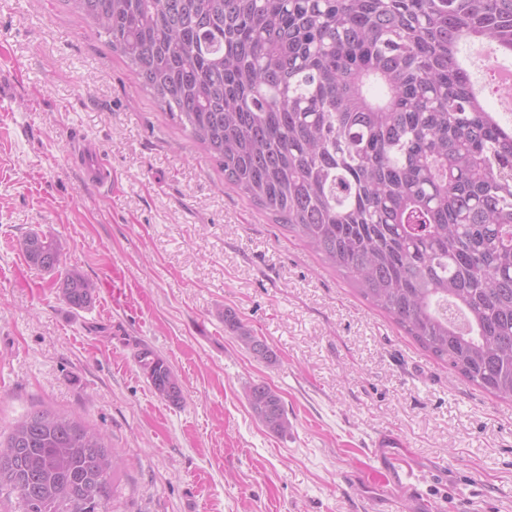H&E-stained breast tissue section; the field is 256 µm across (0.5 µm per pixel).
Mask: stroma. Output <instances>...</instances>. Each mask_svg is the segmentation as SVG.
Wrapping results in <instances>:
<instances>
[{
    "label": "stroma",
    "instance_id": "obj_1",
    "mask_svg": "<svg viewBox=\"0 0 512 512\" xmlns=\"http://www.w3.org/2000/svg\"><path fill=\"white\" fill-rule=\"evenodd\" d=\"M89 141L111 190L67 162ZM56 235L97 282L70 308L15 248ZM134 303L116 308L113 279ZM233 309L278 360L224 328ZM183 378L161 399L135 354ZM263 381L291 427L244 399ZM72 414L117 448L113 512H512V403L428 356L224 174L65 0H0V433ZM399 445L365 452L377 433ZM406 463L416 488L376 481ZM248 405L255 417L270 431L283 434L291 423L281 396L267 383L253 382L245 389Z\"/></svg>",
    "mask_w": 512,
    "mask_h": 512
}]
</instances>
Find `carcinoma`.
<instances>
[{
    "label": "carcinoma",
    "instance_id": "carcinoma-1",
    "mask_svg": "<svg viewBox=\"0 0 512 512\" xmlns=\"http://www.w3.org/2000/svg\"><path fill=\"white\" fill-rule=\"evenodd\" d=\"M239 191L436 360L512 401V127L474 87L466 35L512 60V0H65ZM84 309L96 284L50 232L16 242ZM254 358L277 355L231 310ZM137 363L179 405V374ZM255 417L291 423L267 383ZM119 452L48 409L0 440L18 512H109Z\"/></svg>",
    "mask_w": 512,
    "mask_h": 512
}]
</instances>
